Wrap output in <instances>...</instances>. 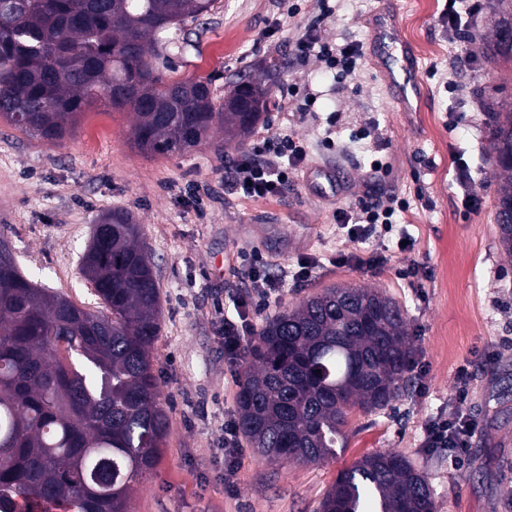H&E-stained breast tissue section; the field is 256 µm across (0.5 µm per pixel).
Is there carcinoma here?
Wrapping results in <instances>:
<instances>
[{"label":"carcinoma","instance_id":"cac0c4a2","mask_svg":"<svg viewBox=\"0 0 512 512\" xmlns=\"http://www.w3.org/2000/svg\"><path fill=\"white\" fill-rule=\"evenodd\" d=\"M215 0H0V120L58 144L86 107L133 114V146L181 156L219 127L244 149L268 90L241 81L224 97L209 76L167 81ZM490 61L512 60V3L492 6ZM488 155L499 170L494 222L512 264V104L488 103ZM80 271L100 308L38 287L0 240V512H128L131 486L155 470L167 413L152 371L161 332L154 264L129 213L99 218ZM411 347L399 304L370 288L332 287L265 322L244 352L239 433L272 463L336 455L351 409L389 406L408 385ZM319 512H434L429 484L396 451L364 455Z\"/></svg>","mask_w":512,"mask_h":512}]
</instances>
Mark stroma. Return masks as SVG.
Here are the masks:
<instances>
[{"label":"stroma","instance_id":"obj_1","mask_svg":"<svg viewBox=\"0 0 512 512\" xmlns=\"http://www.w3.org/2000/svg\"><path fill=\"white\" fill-rule=\"evenodd\" d=\"M287 13L280 0H216L193 23L196 46L175 57V78L214 75L226 95L249 73L270 91L257 132L304 139L309 157L280 197L246 199L227 172L241 151L203 145L181 156L144 154L132 145L133 116L99 103L75 133L52 146L0 121V226L34 284L95 308L80 259L102 213L120 208L140 228L155 265L162 307L153 368L169 416L154 474L135 484L131 512H317L338 475L363 455L394 449L421 469L435 512H512V264L500 255L493 221L494 165L485 152L487 95L512 96V66L488 62L448 34L443 0H395L407 44L418 57L423 97L401 112L376 66L370 21L382 0H330L323 41L362 47L347 78L318 58L295 59V46L319 13L299 0ZM314 104H307V95ZM387 162L378 181L373 159ZM472 171L481 207L465 210L453 180L459 160ZM322 166L345 176L342 194L324 197ZM398 197L400 225L412 239L398 251L391 237L363 242L386 257L368 272L329 259L350 242L336 212L368 193ZM261 254L272 273L310 259L311 276L289 283L280 303L253 315L254 327L331 286L377 288L402 307L415 358V377L384 410H351L346 441L319 464H272L244 448L234 492L224 488V422L237 414L240 380L228 371L215 321L250 286L247 259ZM469 366L461 409L478 424L463 468L448 451L420 448L422 427L452 415L460 366Z\"/></svg>","mask_w":512,"mask_h":512}]
</instances>
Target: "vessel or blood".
Instances as JSON below:
<instances>
[{"label":"vessel or blood","instance_id":"b4317fda","mask_svg":"<svg viewBox=\"0 0 512 512\" xmlns=\"http://www.w3.org/2000/svg\"><path fill=\"white\" fill-rule=\"evenodd\" d=\"M372 36L383 50L387 83L396 93L402 111H409L411 101L417 95V68L398 39L393 11H386L376 19Z\"/></svg>","mask_w":512,"mask_h":512}]
</instances>
